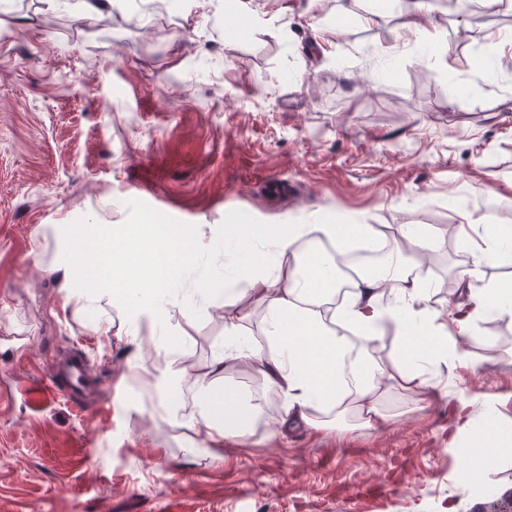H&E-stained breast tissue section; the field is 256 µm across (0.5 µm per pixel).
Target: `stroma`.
<instances>
[{
  "instance_id": "35a3bbf8",
  "label": "stroma",
  "mask_w": 512,
  "mask_h": 512,
  "mask_svg": "<svg viewBox=\"0 0 512 512\" xmlns=\"http://www.w3.org/2000/svg\"><path fill=\"white\" fill-rule=\"evenodd\" d=\"M0 0V393L26 353L32 398L0 404V512H471L449 446L456 397L379 430L228 441L214 462L162 439L159 390L121 383L129 345L98 336L95 315L64 309L43 268L42 224H421L446 233L432 253L429 305L463 304L472 258L456 228L512 225V66L474 82L471 61L512 42L489 13L418 14L396 0ZM439 35L446 63L430 56ZM224 342L203 311L193 366ZM467 395L506 399L512 322L481 320L464 340ZM80 353L112 392L98 414L47 393L53 353Z\"/></svg>"
}]
</instances>
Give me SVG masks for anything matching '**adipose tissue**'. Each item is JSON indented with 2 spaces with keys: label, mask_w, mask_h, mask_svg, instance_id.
Masks as SVG:
<instances>
[{
  "label": "adipose tissue",
  "mask_w": 512,
  "mask_h": 512,
  "mask_svg": "<svg viewBox=\"0 0 512 512\" xmlns=\"http://www.w3.org/2000/svg\"><path fill=\"white\" fill-rule=\"evenodd\" d=\"M53 249L48 271L62 281V304L80 314L106 311L94 333L116 326L129 342L165 348L169 332L187 335L205 307L224 308V343L205 367L186 370L168 360L164 374L189 398L161 401L156 422L187 428L184 444L212 460L228 440L247 441L257 429L282 436L306 428L318 433L362 431L389 425L396 415L387 394L406 395L408 411L448 395V378L472 361L460 345L478 321L512 320V286L478 283L481 266L512 257V230L504 224H463L458 231L472 257L459 283L469 302L444 312L427 306L432 289L420 267L425 251L441 250L446 237L400 224L383 263L342 280L336 257L359 238L376 239L371 224H228L226 242L241 261L233 279L216 291L212 280L196 281L177 298L164 294L213 253L203 224L39 225ZM258 318L257 332L246 324ZM397 351L376 358L386 334ZM243 371L256 383L248 390L227 383ZM276 407H269L270 398ZM452 441L468 461L457 481L485 487L494 461L512 462V419L496 398H461Z\"/></svg>",
  "instance_id": "ef3b65f1"
}]
</instances>
